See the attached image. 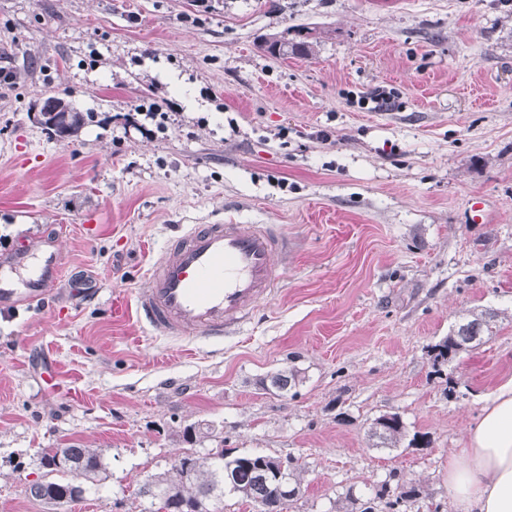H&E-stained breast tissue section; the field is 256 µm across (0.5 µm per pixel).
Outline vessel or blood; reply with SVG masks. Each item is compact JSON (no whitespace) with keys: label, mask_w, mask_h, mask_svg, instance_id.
Segmentation results:
<instances>
[{"label":"vessel or blood","mask_w":512,"mask_h":512,"mask_svg":"<svg viewBox=\"0 0 512 512\" xmlns=\"http://www.w3.org/2000/svg\"><path fill=\"white\" fill-rule=\"evenodd\" d=\"M286 236L266 224H193L153 260L147 286L134 300L116 296L112 313L136 314L155 334L223 339L266 298L282 277ZM24 260L0 264V307L48 296L59 268L46 257L41 275H22Z\"/></svg>","instance_id":"1"}]
</instances>
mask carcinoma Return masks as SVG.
Returning <instances> with one entry per match:
<instances>
[{
	"mask_svg": "<svg viewBox=\"0 0 512 512\" xmlns=\"http://www.w3.org/2000/svg\"><path fill=\"white\" fill-rule=\"evenodd\" d=\"M275 56H286L308 52L303 42L291 43L276 39L267 47ZM93 118L90 112H80L70 108L68 127L70 136L78 132ZM489 325L486 317L474 318L458 326L443 341L433 345V361L439 363L455 357L473 343H480L484 327ZM299 370L285 368L270 379L271 387L286 392L296 385ZM373 435L390 444H396L406 436V428L401 417L396 414H383L374 423ZM42 473L28 483L31 497L56 506L57 512H65L74 496L85 495L88 485L105 481L110 477L100 448H45L39 458ZM293 496L300 493L299 466L293 458H288V472L285 473ZM277 474L269 467V456L260 454L229 455L222 448H211L204 452L192 448L189 456V469L173 466L172 470L156 474L150 482L138 489V495L148 501L156 498L167 499L170 512H213V501L224 496V492L240 494L249 499L257 512H286L288 501L278 492ZM390 487L383 482L373 488L366 498L348 495L353 512H376L378 503L385 502L389 512H400V508L416 500L419 490L416 486L402 485V490L394 499H389Z\"/></svg>",
	"mask_w": 512,
	"mask_h": 512,
	"instance_id": "cac0c4a2",
	"label": "carcinoma"
}]
</instances>
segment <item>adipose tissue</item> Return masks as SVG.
Returning a JSON list of instances; mask_svg holds the SVG:
<instances>
[{
    "label": "adipose tissue",
    "mask_w": 512,
    "mask_h": 512,
    "mask_svg": "<svg viewBox=\"0 0 512 512\" xmlns=\"http://www.w3.org/2000/svg\"><path fill=\"white\" fill-rule=\"evenodd\" d=\"M454 512H512V379L483 400L469 443L448 461Z\"/></svg>",
    "instance_id": "ef3b65f1"
}]
</instances>
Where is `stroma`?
Instances as JSON below:
<instances>
[{"label": "stroma", "mask_w": 512, "mask_h": 512, "mask_svg": "<svg viewBox=\"0 0 512 512\" xmlns=\"http://www.w3.org/2000/svg\"><path fill=\"white\" fill-rule=\"evenodd\" d=\"M0 68V262L62 270L38 308L0 311V512H52L26 486L71 445L111 476L69 512H143L201 421L197 447L299 460L287 512L393 474L421 491L407 512H453L448 457L512 378V0H0ZM44 96L95 118L52 136ZM226 219L291 241L248 322L177 342L113 317L185 225ZM481 312V343L434 367ZM291 366L299 384L265 390ZM386 413L422 442L381 444Z\"/></svg>", "instance_id": "stroma-1"}]
</instances>
